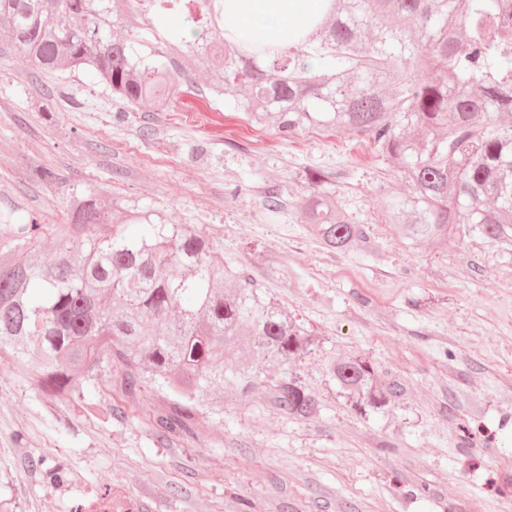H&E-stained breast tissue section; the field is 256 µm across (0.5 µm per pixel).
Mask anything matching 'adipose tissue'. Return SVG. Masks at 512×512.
Listing matches in <instances>:
<instances>
[{"mask_svg":"<svg viewBox=\"0 0 512 512\" xmlns=\"http://www.w3.org/2000/svg\"><path fill=\"white\" fill-rule=\"evenodd\" d=\"M327 0H224V29L281 48L323 13Z\"/></svg>","mask_w":512,"mask_h":512,"instance_id":"ef3b65f1","label":"adipose tissue"}]
</instances>
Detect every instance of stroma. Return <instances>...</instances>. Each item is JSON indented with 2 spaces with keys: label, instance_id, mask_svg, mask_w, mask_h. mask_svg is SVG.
Listing matches in <instances>:
<instances>
[{
  "label": "stroma",
  "instance_id": "stroma-1",
  "mask_svg": "<svg viewBox=\"0 0 512 512\" xmlns=\"http://www.w3.org/2000/svg\"><path fill=\"white\" fill-rule=\"evenodd\" d=\"M165 112L124 110L87 75H32L0 54V245L18 219L60 241L71 195L100 188L153 223L188 224L250 268L268 298L305 328L292 366L319 410L290 420L261 387L238 401L208 394L196 440H158L165 407L153 385L123 394L109 376L84 415L50 399L0 361V502L10 512H75L93 496L139 502V512H512V449L496 422L512 421V246L464 231L440 245L406 241L380 201L409 196L398 160L352 128L280 138L233 100L211 97L207 74L186 68ZM34 159L65 187L36 181ZM364 233L353 249H326L297 219L309 181ZM286 265L293 280L272 267ZM359 356L399 396L361 408L330 367ZM65 469L51 483L44 469Z\"/></svg>",
  "mask_w": 512,
  "mask_h": 512
}]
</instances>
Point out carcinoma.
I'll return each mask as SVG.
<instances>
[{
  "label": "carcinoma",
  "instance_id": "cac0c4a2",
  "mask_svg": "<svg viewBox=\"0 0 512 512\" xmlns=\"http://www.w3.org/2000/svg\"><path fill=\"white\" fill-rule=\"evenodd\" d=\"M209 38L189 40L198 17L168 34L175 60L209 73L207 90L283 135L351 127L403 163L414 195L382 201L387 223L413 241L439 244L460 228L512 243V0H330L299 49L249 51L224 37V0H202ZM129 0H0L3 52L41 73L83 70L131 107L167 111L177 83L135 49ZM323 61L314 69L302 58ZM100 190L71 196L66 238L44 254L38 224H18L0 250V354L45 392L85 410L106 359L123 391L147 382L168 406L151 428L161 441L196 440L203 398L243 399L263 382L235 356L241 343L281 369L276 409L313 417L318 402L293 374L307 333L267 300L243 267L224 263L187 224L141 223ZM300 222L328 249L363 238L330 198L310 195ZM332 379L364 407L399 394L363 358Z\"/></svg>",
  "mask_w": 512,
  "mask_h": 512
}]
</instances>
